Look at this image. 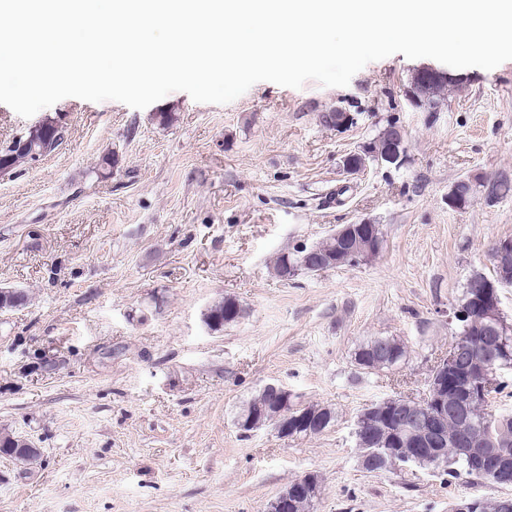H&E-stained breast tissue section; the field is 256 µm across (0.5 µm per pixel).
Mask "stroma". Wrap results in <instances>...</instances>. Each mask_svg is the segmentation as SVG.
Instances as JSON below:
<instances>
[{
	"instance_id": "1",
	"label": "stroma",
	"mask_w": 512,
	"mask_h": 512,
	"mask_svg": "<svg viewBox=\"0 0 512 512\" xmlns=\"http://www.w3.org/2000/svg\"><path fill=\"white\" fill-rule=\"evenodd\" d=\"M426 64L394 54L345 87L263 81L227 104L68 97L28 118L0 104V148L48 117L66 130L0 176V288L28 296L0 311V431L42 454L36 467L0 457V512H265L308 473L312 512H449L501 495L436 468L371 472L356 447L362 409L425 393L468 280L493 276L492 246L512 239V194L489 202L482 187L512 179V60L459 69L433 111L410 97ZM335 109L353 125L326 127ZM391 124L401 161L347 171ZM465 178L471 204L449 207ZM343 224L379 225V256L275 276L280 253ZM227 297L242 317L209 328ZM374 336L404 342L405 363L360 370L354 352ZM269 383L332 408L334 425L240 431Z\"/></svg>"
}]
</instances>
